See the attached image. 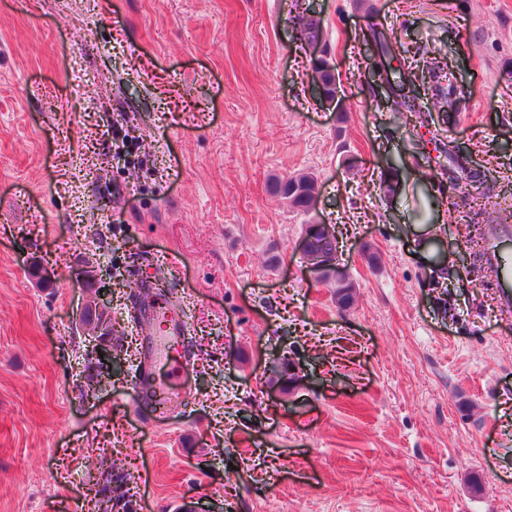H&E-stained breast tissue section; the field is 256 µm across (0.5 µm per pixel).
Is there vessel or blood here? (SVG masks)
Here are the masks:
<instances>
[{
  "label": "vessel or blood",
  "instance_id": "1",
  "mask_svg": "<svg viewBox=\"0 0 512 512\" xmlns=\"http://www.w3.org/2000/svg\"><path fill=\"white\" fill-rule=\"evenodd\" d=\"M512 238V226L503 225L498 234L490 237L485 248V260L500 270L498 286L504 303L512 302V265L505 264L502 244ZM137 318L144 339L141 343L139 362V383L149 392L153 410L164 409L171 398H186L182 387H171L157 382L156 369L164 361L174 360L181 368L192 365L185 352L187 322L183 313L175 307L158 303L144 302L137 308Z\"/></svg>",
  "mask_w": 512,
  "mask_h": 512
}]
</instances>
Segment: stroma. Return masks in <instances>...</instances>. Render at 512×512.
I'll return each instance as SVG.
<instances>
[{"label": "stroma", "mask_w": 512, "mask_h": 512, "mask_svg": "<svg viewBox=\"0 0 512 512\" xmlns=\"http://www.w3.org/2000/svg\"><path fill=\"white\" fill-rule=\"evenodd\" d=\"M375 23L406 63L437 58L460 112L419 81L422 126L377 106ZM319 46L341 106L312 89ZM449 145L512 191V0H0V512H92L102 457L137 512H512V311L467 276L484 201ZM303 173L308 212L272 191ZM314 222L349 308L306 272ZM144 280L194 358L188 406L161 417L132 398ZM94 288L125 339L93 387Z\"/></svg>", "instance_id": "stroma-1"}]
</instances>
